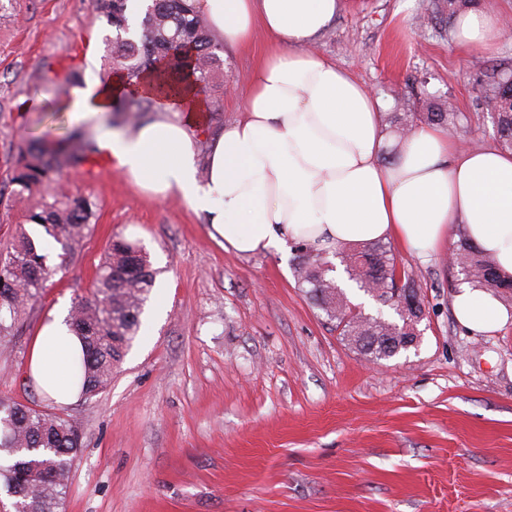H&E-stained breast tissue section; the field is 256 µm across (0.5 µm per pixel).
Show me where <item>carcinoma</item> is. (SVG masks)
Returning a JSON list of instances; mask_svg holds the SVG:
<instances>
[{
  "instance_id": "cac0c4a2",
  "label": "carcinoma",
  "mask_w": 512,
  "mask_h": 512,
  "mask_svg": "<svg viewBox=\"0 0 512 512\" xmlns=\"http://www.w3.org/2000/svg\"><path fill=\"white\" fill-rule=\"evenodd\" d=\"M92 0L94 11L112 27L107 42L106 70L136 81L154 73L155 92L123 96L113 108L120 124L131 129L149 122L157 112L156 97L189 86L195 94L224 78L223 45L212 35L194 0ZM512 77V61H502L484 74L479 100L490 113L498 145L512 151V93L502 82ZM414 102L404 98L402 111L388 112L385 121L399 138L420 124L458 128L467 116L445 96L430 99L428 111L414 112ZM93 152V142L78 131L67 136V145L50 150L35 139L20 137L13 153L11 182L18 186L16 199L32 187L48 185L64 171L80 166ZM96 203L82 195L56 193L24 214L27 224L44 231L59 245V263L47 264L46 247L21 232L5 251L0 268V346L5 348L18 332L28 302L40 296L59 270L75 264L83 242L93 232ZM451 251V268L467 283L512 298V278L498 273L494 258L458 230ZM349 280L378 304L393 310L395 319L365 317L353 312L346 294L328 276L331 263L310 247L300 248L294 273L313 303L336 322L339 335L368 360H387L408 350L400 336L418 330L426 308L420 286L407 272L396 277L397 261L383 242L352 247L340 253ZM159 270L137 242L116 238L108 244L98 266L91 295L74 302L70 326L82 341L76 380L80 395L96 396L112 379L128 348L142 327L144 305L155 287ZM410 290L417 310L398 309L396 290ZM83 445L82 424L68 413H48L14 399L0 398V487L13 497L14 512H58L74 461Z\"/></svg>"
}]
</instances>
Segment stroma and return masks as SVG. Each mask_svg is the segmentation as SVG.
Instances as JSON below:
<instances>
[{"instance_id": "stroma-1", "label": "stroma", "mask_w": 512, "mask_h": 512, "mask_svg": "<svg viewBox=\"0 0 512 512\" xmlns=\"http://www.w3.org/2000/svg\"><path fill=\"white\" fill-rule=\"evenodd\" d=\"M429 3L345 0L315 47L382 100L410 92L421 110L426 92L450 97L469 117L458 138L496 145L477 83L512 59V40L467 52ZM111 34L90 0H0V247L23 222L10 181L19 135L54 143L77 125L95 139L110 130L105 118L75 119L36 73L106 78ZM268 43L259 29L249 46H225L233 90L202 94L200 139L239 117ZM51 191L94 200L96 227L0 348V396L58 411L30 375L32 341L88 295L111 238L137 241L160 271L145 329L107 388L69 406L84 447L60 512H512V323L480 335L456 321L463 280L447 251L422 260L392 244L428 317L416 348L374 364L312 304L293 260L225 250L204 213L143 195L104 153L32 187L29 204Z\"/></svg>"}]
</instances>
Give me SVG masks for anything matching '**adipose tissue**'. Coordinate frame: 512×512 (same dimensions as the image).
I'll list each match as a JSON object with an SVG mask.
<instances>
[{
	"mask_svg": "<svg viewBox=\"0 0 512 512\" xmlns=\"http://www.w3.org/2000/svg\"><path fill=\"white\" fill-rule=\"evenodd\" d=\"M213 34L248 45L255 26L269 49L255 69L241 115L199 155L202 105L165 99L163 113L129 133L100 138L99 150L155 196L177 195L206 213L224 246L242 255L285 251L289 241L344 249L397 241L426 259L453 225L492 254L512 277V152L462 145L448 129L423 125L400 141L390 163L383 103L314 48L342 0H196ZM457 43L489 54L508 36L496 8L455 21ZM122 77L88 79L75 93L86 114L111 112ZM458 322L489 334L512 320L491 292L469 285L453 299ZM60 309L39 329L31 373L57 403L78 392L73 362L80 341Z\"/></svg>",
	"mask_w": 512,
	"mask_h": 512,
	"instance_id": "ef3b65f1",
	"label": "adipose tissue"
}]
</instances>
